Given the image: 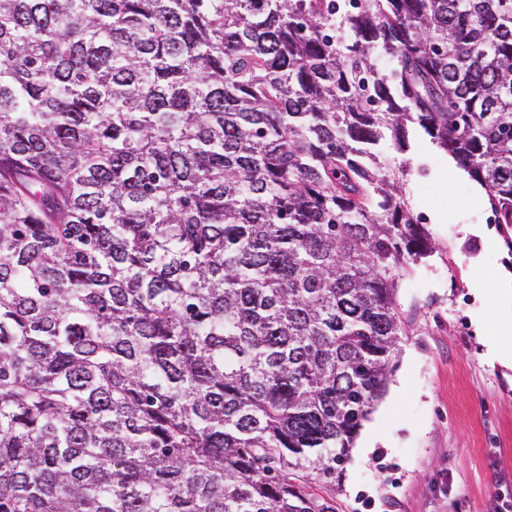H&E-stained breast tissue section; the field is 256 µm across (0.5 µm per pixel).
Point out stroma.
Masks as SVG:
<instances>
[{"instance_id": "stroma-1", "label": "stroma", "mask_w": 512, "mask_h": 512, "mask_svg": "<svg viewBox=\"0 0 512 512\" xmlns=\"http://www.w3.org/2000/svg\"><path fill=\"white\" fill-rule=\"evenodd\" d=\"M404 189L431 251L398 280L405 333L355 441L337 512H512V249L475 181L417 126Z\"/></svg>"}]
</instances>
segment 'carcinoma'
<instances>
[{"instance_id":"obj_1","label":"carcinoma","mask_w":512,"mask_h":512,"mask_svg":"<svg viewBox=\"0 0 512 512\" xmlns=\"http://www.w3.org/2000/svg\"><path fill=\"white\" fill-rule=\"evenodd\" d=\"M360 2L0 0V512H336L430 250L386 142L512 248V0Z\"/></svg>"}]
</instances>
